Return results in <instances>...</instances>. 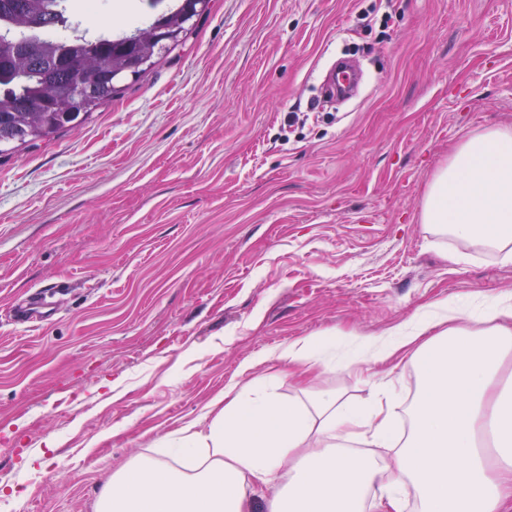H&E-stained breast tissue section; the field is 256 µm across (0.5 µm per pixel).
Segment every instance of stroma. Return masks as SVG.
Instances as JSON below:
<instances>
[{"instance_id":"35a3bbf8","label":"stroma","mask_w":512,"mask_h":512,"mask_svg":"<svg viewBox=\"0 0 512 512\" xmlns=\"http://www.w3.org/2000/svg\"><path fill=\"white\" fill-rule=\"evenodd\" d=\"M370 3L211 0L83 124L0 154V488L20 492L0 512H96L112 472L207 429V404L276 376L289 341L330 335L307 386L359 404L365 341L512 293L497 250L420 222L463 137L512 125V0H391L386 24ZM168 6L106 0L98 20L119 32ZM348 52L361 90L320 110ZM55 284L49 319L12 322Z\"/></svg>"}]
</instances>
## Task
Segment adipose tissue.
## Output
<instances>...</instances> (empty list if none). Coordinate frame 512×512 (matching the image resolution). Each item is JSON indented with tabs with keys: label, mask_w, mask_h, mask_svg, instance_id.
Listing matches in <instances>:
<instances>
[{
	"label": "adipose tissue",
	"mask_w": 512,
	"mask_h": 512,
	"mask_svg": "<svg viewBox=\"0 0 512 512\" xmlns=\"http://www.w3.org/2000/svg\"><path fill=\"white\" fill-rule=\"evenodd\" d=\"M421 223L494 246L512 261V126L463 138L438 168ZM512 296L488 305L438 301L383 333L355 364L378 367L369 399L339 393L283 401L268 380L225 388L207 430L187 424L158 440L178 465L144 455L113 473L97 512H254L251 489L278 491L265 512H512ZM418 368L410 427L397 434L389 380ZM372 446L369 454L344 444Z\"/></svg>",
	"instance_id": "obj_1"
}]
</instances>
